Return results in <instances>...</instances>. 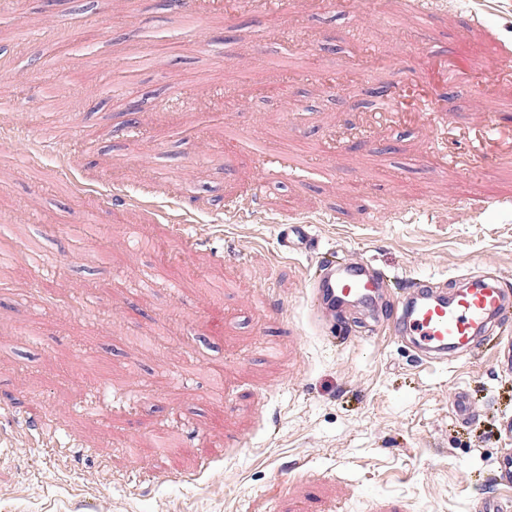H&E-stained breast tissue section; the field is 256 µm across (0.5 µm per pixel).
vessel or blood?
Wrapping results in <instances>:
<instances>
[{"label":"vessel or blood","instance_id":"vessel-or-blood-1","mask_svg":"<svg viewBox=\"0 0 512 512\" xmlns=\"http://www.w3.org/2000/svg\"><path fill=\"white\" fill-rule=\"evenodd\" d=\"M443 0H408L420 28H428ZM278 242L283 253L317 252L307 225L282 224ZM318 270L307 288L309 315L320 327L335 322L356 304L372 305L383 289L384 276L368 263L337 262L335 255H319ZM512 314V298L499 281L467 280L464 287L446 292L435 289L431 279L410 284L402 311L394 312L382 328L394 340L411 338L417 355L432 359L469 353L475 340Z\"/></svg>","mask_w":512,"mask_h":512}]
</instances>
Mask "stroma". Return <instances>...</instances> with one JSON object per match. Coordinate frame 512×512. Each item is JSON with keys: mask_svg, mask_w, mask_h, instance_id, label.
<instances>
[{"mask_svg": "<svg viewBox=\"0 0 512 512\" xmlns=\"http://www.w3.org/2000/svg\"><path fill=\"white\" fill-rule=\"evenodd\" d=\"M447 4L421 36L406 0L230 21L227 0H0L27 34H0V512H478L496 496L512 318L440 363L370 334L389 304L321 333L315 257L277 239L307 224L402 281L512 288V0ZM386 83L429 87L436 111H375Z\"/></svg>", "mask_w": 512, "mask_h": 512, "instance_id": "1", "label": "stroma"}]
</instances>
